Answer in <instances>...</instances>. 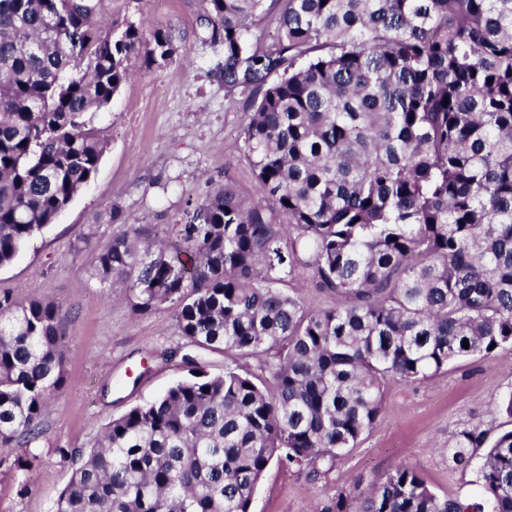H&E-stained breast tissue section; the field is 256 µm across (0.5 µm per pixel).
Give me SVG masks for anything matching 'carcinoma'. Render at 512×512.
<instances>
[{"label":"carcinoma","mask_w":512,"mask_h":512,"mask_svg":"<svg viewBox=\"0 0 512 512\" xmlns=\"http://www.w3.org/2000/svg\"><path fill=\"white\" fill-rule=\"evenodd\" d=\"M228 94L262 91L242 129L265 204L210 186L181 224L121 230L91 272L193 346L261 357L268 377L198 365L60 451L53 512H249L273 461L327 474L368 434L385 384L512 350V0H205ZM103 0H0V267L96 173L89 127L131 76L180 54L167 27L102 20ZM277 11V36L253 18ZM493 82H488V79ZM301 270L335 304L284 285ZM61 307L0 292V448L38 434L64 384ZM469 347H462L463 340ZM491 512H512V429L448 443ZM468 512L402 465L321 512Z\"/></svg>","instance_id":"carcinoma-1"}]
</instances>
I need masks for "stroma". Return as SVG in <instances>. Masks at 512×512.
I'll use <instances>...</instances> for the list:
<instances>
[{
    "instance_id": "1",
    "label": "stroma",
    "mask_w": 512,
    "mask_h": 512,
    "mask_svg": "<svg viewBox=\"0 0 512 512\" xmlns=\"http://www.w3.org/2000/svg\"><path fill=\"white\" fill-rule=\"evenodd\" d=\"M103 5L119 26L140 19L149 27L172 28L186 50L172 65L132 78L96 111L93 125L107 143L97 172L53 224L0 267V290L22 301L52 300L66 314L65 382L36 438L0 451V512H52L69 478L60 450L92 447L109 420L188 377L186 356L212 376L236 365L262 373L258 361L188 344L170 304L135 312L127 289L102 288L91 277L97 248L118 230L108 221L111 208H120L132 224H178L200 201L210 177L230 181L247 205L261 198L242 149L254 97L226 95L222 52L199 42L197 19L205 0ZM510 390L512 351L460 359L420 382L388 383L374 429L327 475L315 478L308 470L271 463L249 512H321L342 486L370 484L401 464L416 468L434 492L487 512L477 466L457 468L448 441L474 425L492 435L507 429L498 401Z\"/></svg>"
}]
</instances>
